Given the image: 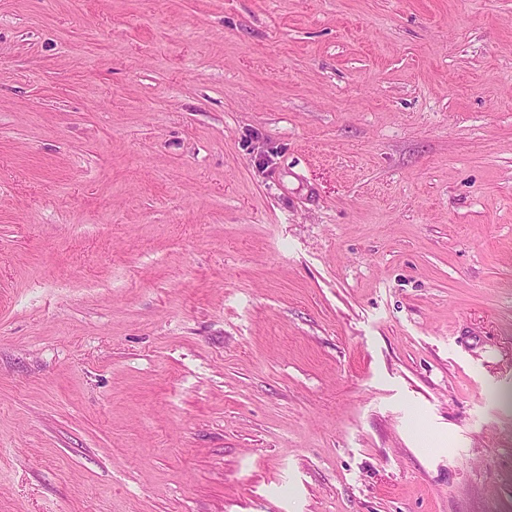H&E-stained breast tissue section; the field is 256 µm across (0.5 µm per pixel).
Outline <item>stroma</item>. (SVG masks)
Wrapping results in <instances>:
<instances>
[{"mask_svg": "<svg viewBox=\"0 0 512 512\" xmlns=\"http://www.w3.org/2000/svg\"><path fill=\"white\" fill-rule=\"evenodd\" d=\"M0 512H512V0H0Z\"/></svg>", "mask_w": 512, "mask_h": 512, "instance_id": "obj_1", "label": "stroma"}]
</instances>
